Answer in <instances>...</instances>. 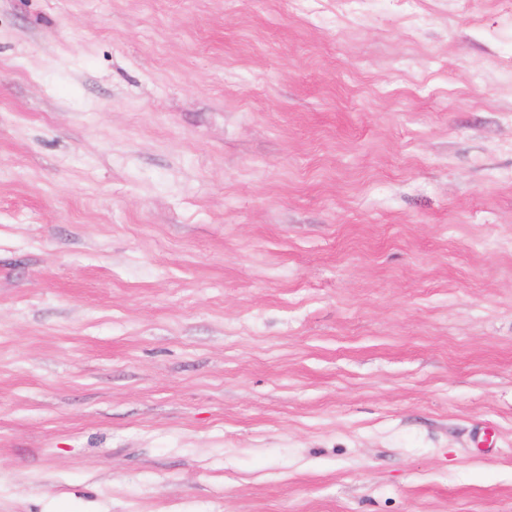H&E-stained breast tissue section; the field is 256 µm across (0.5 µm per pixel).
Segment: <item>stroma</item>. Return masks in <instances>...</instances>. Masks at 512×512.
Returning a JSON list of instances; mask_svg holds the SVG:
<instances>
[{
	"mask_svg": "<svg viewBox=\"0 0 512 512\" xmlns=\"http://www.w3.org/2000/svg\"><path fill=\"white\" fill-rule=\"evenodd\" d=\"M0 512H512V0H0Z\"/></svg>",
	"mask_w": 512,
	"mask_h": 512,
	"instance_id": "1",
	"label": "stroma"
}]
</instances>
